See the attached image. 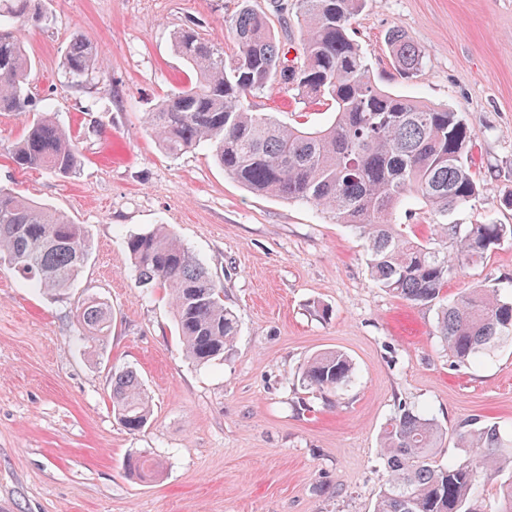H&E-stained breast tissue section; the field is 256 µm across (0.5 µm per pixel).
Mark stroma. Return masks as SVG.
Here are the masks:
<instances>
[{"label": "stroma", "instance_id": "1", "mask_svg": "<svg viewBox=\"0 0 512 512\" xmlns=\"http://www.w3.org/2000/svg\"><path fill=\"white\" fill-rule=\"evenodd\" d=\"M23 32L34 63L31 116L76 137L75 176L21 169L10 149L22 117L0 113V186L84 225L91 253L66 295L40 294L0 261V512H370L387 478L378 437L399 404L447 428L477 415L512 430V343L456 365L434 334L436 309L370 278L363 242L313 205L248 192L207 147L164 154L144 118L188 80L173 32L196 25L232 48L237 0H36ZM385 90L465 119L479 197L454 221L512 225V0H367L352 22ZM401 29L423 68L402 79L386 33ZM103 64L80 82L63 67L74 37ZM281 122L324 123L325 102L277 89L251 98ZM166 224L224 289L239 334L205 365L181 348L166 288L139 286L127 235ZM512 292V237L443 291ZM88 297L112 309L110 335L74 318ZM328 315H321V307ZM346 352L353 383L322 395L299 382L307 359ZM136 370L153 400L139 433L114 417L112 372ZM153 459L129 475V454Z\"/></svg>", "mask_w": 512, "mask_h": 512}]
</instances>
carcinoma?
I'll return each instance as SVG.
<instances>
[{
  "mask_svg": "<svg viewBox=\"0 0 512 512\" xmlns=\"http://www.w3.org/2000/svg\"><path fill=\"white\" fill-rule=\"evenodd\" d=\"M364 0H282L276 22L297 26L296 56L287 58L272 20L240 0L227 20L234 49L195 29L173 34L176 54L192 73L149 113L148 129L159 147L176 156L200 145L210 148L224 173L250 191L321 207L364 240L374 282L412 304H438L435 336L458 364L489 355L512 340V297L495 288H475L441 302L458 267L485 261L512 227L488 221L458 224L448 216L481 191L468 163L471 131L458 112L382 89L351 36ZM42 14L31 0H0V112L22 115L33 62L21 32ZM395 70L404 78L421 71L423 55L400 29L387 34ZM99 63L95 44L75 39L64 59L78 81ZM301 98L330 101L329 121L285 125L250 109L248 98L274 87ZM22 169L61 176L77 172L79 149L51 116L32 120L12 149ZM421 205L436 218L422 238L398 227L400 210ZM81 224L0 187V260L46 293L70 287L89 256ZM125 247L141 287L171 292L178 336L186 355L204 364L224 355L238 335L235 313L224 306L223 287L163 224L126 237ZM77 323L92 334L112 325V310L88 300L76 307ZM354 377L352 359L341 350L319 352L302 369V384L337 392ZM112 412L130 431L149 422L151 404L138 373L112 372ZM448 429L427 410L402 404L383 427L380 456L387 479L373 512H512V434L474 416L455 429L457 447L474 455L440 460ZM494 509L479 504L482 479L502 475Z\"/></svg>",
  "mask_w": 512,
  "mask_h": 512,
  "instance_id": "obj_1",
  "label": "carcinoma"
}]
</instances>
